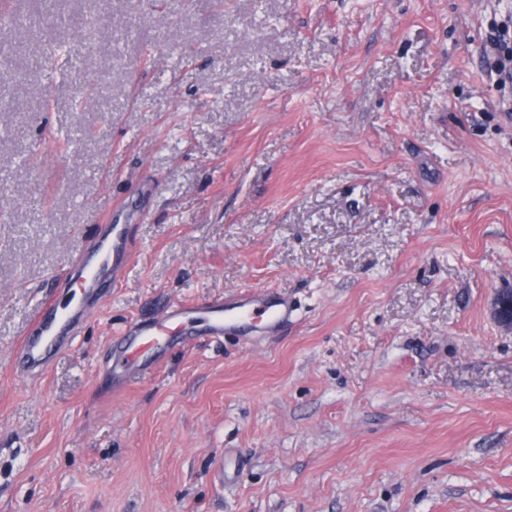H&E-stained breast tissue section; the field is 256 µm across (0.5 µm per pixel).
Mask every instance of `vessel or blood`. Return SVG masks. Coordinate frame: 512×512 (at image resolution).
Masks as SVG:
<instances>
[{
  "mask_svg": "<svg viewBox=\"0 0 512 512\" xmlns=\"http://www.w3.org/2000/svg\"><path fill=\"white\" fill-rule=\"evenodd\" d=\"M131 251L126 225L107 223L92 229L70 265L73 278L65 282L63 290H48L32 315L15 350L17 368L44 370L53 356L71 344L78 327L90 316L92 303L110 296L130 261ZM182 312V306H170L123 340L124 359L114 369L113 384L127 382V372L132 367L144 374L152 372L155 355L180 338L176 325ZM291 314L287 297L278 290L260 288L229 309L220 302L211 304L206 331L214 339L241 330L274 331L286 325Z\"/></svg>",
  "mask_w": 512,
  "mask_h": 512,
  "instance_id": "vessel-or-blood-1",
  "label": "vessel or blood"
}]
</instances>
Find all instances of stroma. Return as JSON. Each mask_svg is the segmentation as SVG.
Instances as JSON below:
<instances>
[{"label":"stroma","mask_w":512,"mask_h":512,"mask_svg":"<svg viewBox=\"0 0 512 512\" xmlns=\"http://www.w3.org/2000/svg\"><path fill=\"white\" fill-rule=\"evenodd\" d=\"M0 512H512V0H0ZM91 20L52 58L35 16ZM155 182L143 195L135 181ZM121 284L13 370L103 216ZM276 288V336L110 387L174 304ZM223 458L225 479L213 462ZM489 55H493L490 73L497 76L500 88H512V35L511 26H504L498 37L489 41Z\"/></svg>","instance_id":"stroma-1"}]
</instances>
